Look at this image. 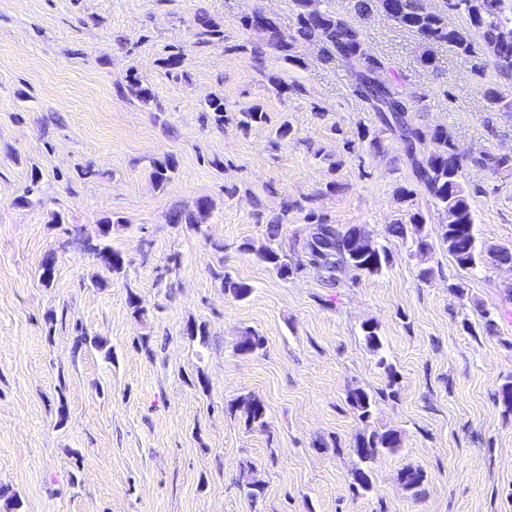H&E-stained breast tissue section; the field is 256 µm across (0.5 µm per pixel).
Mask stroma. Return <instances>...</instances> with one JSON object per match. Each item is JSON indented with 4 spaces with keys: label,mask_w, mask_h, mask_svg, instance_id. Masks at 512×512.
<instances>
[{
    "label": "stroma",
    "mask_w": 512,
    "mask_h": 512,
    "mask_svg": "<svg viewBox=\"0 0 512 512\" xmlns=\"http://www.w3.org/2000/svg\"><path fill=\"white\" fill-rule=\"evenodd\" d=\"M257 9L292 33L289 0H0V488L21 512H512V411L496 398L512 382V268L456 264L444 214L343 61L308 43L292 49L300 69L270 49L252 58L263 35L242 19ZM202 13L223 38L199 39ZM362 29L421 96L414 123L446 127L473 157L512 154V115L485 95L489 58L442 48L426 70L394 22L377 14ZM132 74L150 103L127 94ZM276 79L301 93L277 95ZM212 97L268 120L245 131L203 121ZM169 155L177 169L156 185L151 164ZM462 182L479 242L512 247V172L471 163ZM202 197L213 202L202 231L169 223ZM286 200L295 207L269 242L261 217ZM311 212L386 246L387 267L327 285L298 245ZM416 212L428 219L423 257L388 233ZM107 219L104 243L126 258L118 273L69 242L70 228L94 239ZM272 244L293 275L262 262ZM222 270L251 285L247 299L225 294ZM190 322L205 324L206 343L187 338ZM81 331L111 360L77 347ZM247 331L264 345L243 355ZM355 387L375 400L369 419L348 402ZM243 395L265 404L266 427L228 412ZM386 430L400 448L371 460V491H354L357 439ZM247 461L263 483L254 500L238 486ZM408 466L424 473L420 496L398 480Z\"/></svg>",
    "instance_id": "stroma-1"
}]
</instances>
